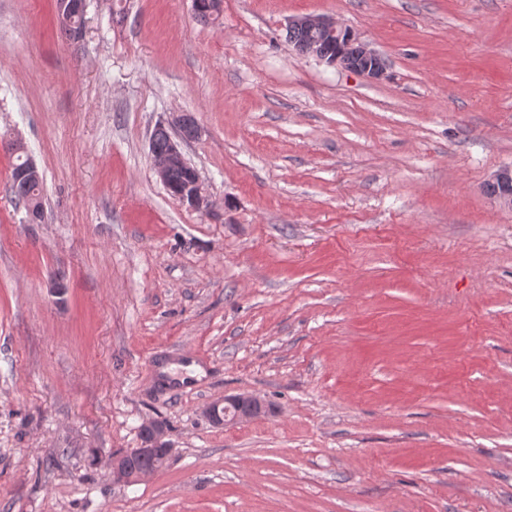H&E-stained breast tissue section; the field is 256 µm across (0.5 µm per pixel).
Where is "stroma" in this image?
<instances>
[{
    "label": "stroma",
    "mask_w": 512,
    "mask_h": 512,
    "mask_svg": "<svg viewBox=\"0 0 512 512\" xmlns=\"http://www.w3.org/2000/svg\"><path fill=\"white\" fill-rule=\"evenodd\" d=\"M183 113L207 210L150 160ZM509 166L512 0H88L75 41L0 0V512H512ZM241 392L272 413L206 418ZM152 418L166 464L114 482ZM289 26L287 30L288 39L294 42L302 53L306 46L311 45H315L317 49L323 52H330L333 49L332 40L329 38L323 39L319 33L323 36H336V54L327 57L314 51L312 47H307L304 52L306 54L310 52L330 64H337L342 68L374 80H379L384 76L385 65L379 53L352 31L340 27L335 21L320 16L308 15L291 19ZM346 44H353L356 51L353 54L346 53L344 50ZM28 163L27 158L15 164L11 174V191L18 203H23L32 223L42 214L40 201V179L16 178L17 171ZM492 182H496L500 186L498 187L492 184L487 185V193L490 196H494V199L503 207L512 209V168H505L494 176Z\"/></svg>",
    "instance_id": "1"
}]
</instances>
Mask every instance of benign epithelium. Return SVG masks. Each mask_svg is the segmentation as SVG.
Segmentation results:
<instances>
[{"mask_svg": "<svg viewBox=\"0 0 512 512\" xmlns=\"http://www.w3.org/2000/svg\"><path fill=\"white\" fill-rule=\"evenodd\" d=\"M291 27H303L317 31L324 36L336 38V54L329 57L313 50L305 49L330 64H337L345 69L357 72L368 78L379 80L384 76L385 65L379 53L362 41L352 31L340 27L336 22L320 16H302L289 21ZM179 136L169 137V148L164 154L151 153L152 166L163 184H168L172 169H183L189 180L178 190L176 196L180 201L196 210L210 207L208 198L203 194L197 170L189 165L181 151V141L194 137L198 133L196 125L190 121V115L177 117ZM494 182L500 191L494 199L502 206L512 209V168H505L494 176ZM271 411L269 404L259 396L236 394L208 405L205 414L217 425L242 422L256 418ZM141 430L150 435V439L141 441L139 447L128 454L141 458H154L158 454L170 451L168 430L161 420H149ZM112 479L116 482L140 480L152 475L150 471H132L125 464V456L112 459Z\"/></svg>", "mask_w": 512, "mask_h": 512, "instance_id": "1", "label": "benign epithelium"}]
</instances>
